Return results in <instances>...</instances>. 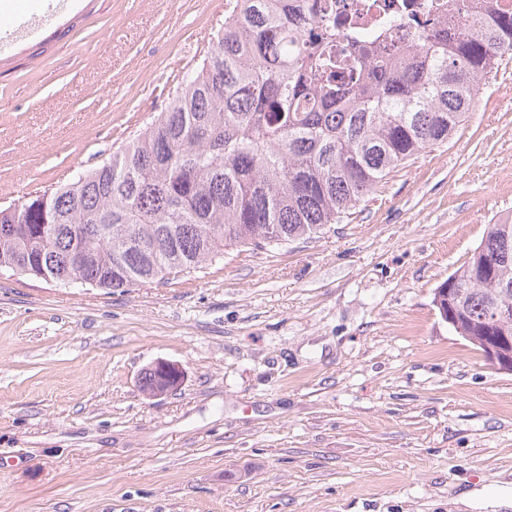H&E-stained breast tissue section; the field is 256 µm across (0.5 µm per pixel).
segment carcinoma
<instances>
[{"label":"carcinoma","instance_id":"carcinoma-1","mask_svg":"<svg viewBox=\"0 0 512 512\" xmlns=\"http://www.w3.org/2000/svg\"><path fill=\"white\" fill-rule=\"evenodd\" d=\"M227 2L216 42L129 145L0 206V270L123 290L317 236L470 122L512 56L500 0H449L398 54L384 30L347 61L325 0ZM441 287L456 299L444 320L477 349L512 338V217Z\"/></svg>","mask_w":512,"mask_h":512}]
</instances>
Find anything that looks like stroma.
Masks as SVG:
<instances>
[{
  "label": "stroma",
  "mask_w": 512,
  "mask_h": 512,
  "mask_svg": "<svg viewBox=\"0 0 512 512\" xmlns=\"http://www.w3.org/2000/svg\"><path fill=\"white\" fill-rule=\"evenodd\" d=\"M0 205L156 118L210 0H0ZM324 234L126 292L0 272V512H512V372L433 303L512 215V58ZM157 360L181 386L147 397ZM146 375H153L156 383L154 389L149 387H142L145 380V383L149 386L152 384L151 380L147 377L144 379ZM183 378L184 373L179 365L165 360H157L140 373L138 377V384L140 385L142 391L148 396L161 397L171 392L169 389L171 382L179 384L180 386L183 382Z\"/></svg>",
  "instance_id": "35a3bbf8"
}]
</instances>
